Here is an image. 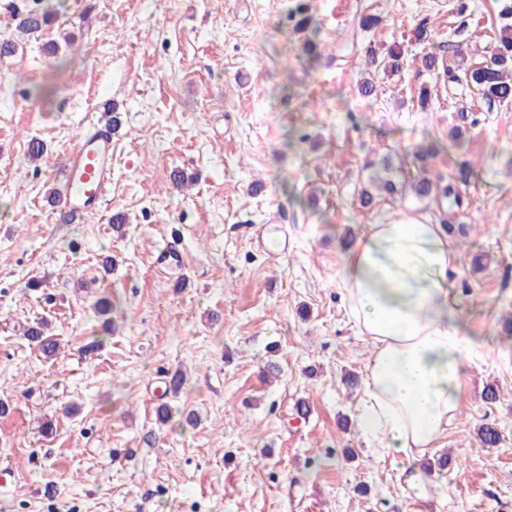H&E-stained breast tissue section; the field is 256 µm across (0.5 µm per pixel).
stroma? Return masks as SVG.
Segmentation results:
<instances>
[{
    "instance_id": "obj_1",
    "label": "stroma",
    "mask_w": 512,
    "mask_h": 512,
    "mask_svg": "<svg viewBox=\"0 0 512 512\" xmlns=\"http://www.w3.org/2000/svg\"><path fill=\"white\" fill-rule=\"evenodd\" d=\"M45 3L55 24L0 59V512H512V105L428 83L412 38L426 22L446 66L482 63L497 0H312L314 56L292 0ZM369 14L379 23L365 31ZM394 44L402 74L349 110L366 49ZM109 104L122 124L108 201L60 223L64 158ZM34 138L48 149L36 164ZM431 144L432 177L473 172L456 186L464 231L448 236L473 350L441 442L450 464L421 499L361 433L362 388L345 378L363 377L370 346L346 314L342 268L366 225L440 223L441 203L409 193L369 212L358 202L367 161ZM174 170L193 183L176 188ZM40 320L54 356L23 336ZM485 423L500 447L480 443Z\"/></svg>"
}]
</instances>
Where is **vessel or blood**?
<instances>
[{
  "label": "vessel or blood",
  "instance_id": "b4317fda",
  "mask_svg": "<svg viewBox=\"0 0 512 512\" xmlns=\"http://www.w3.org/2000/svg\"><path fill=\"white\" fill-rule=\"evenodd\" d=\"M64 189L58 211L78 218L98 211L112 183V140L98 130H87L64 161Z\"/></svg>",
  "mask_w": 512,
  "mask_h": 512
}]
</instances>
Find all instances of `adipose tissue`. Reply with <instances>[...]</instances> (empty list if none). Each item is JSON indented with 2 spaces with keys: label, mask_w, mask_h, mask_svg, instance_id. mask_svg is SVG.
Returning a JSON list of instances; mask_svg holds the SVG:
<instances>
[{
  "label": "adipose tissue",
  "mask_w": 512,
  "mask_h": 512,
  "mask_svg": "<svg viewBox=\"0 0 512 512\" xmlns=\"http://www.w3.org/2000/svg\"><path fill=\"white\" fill-rule=\"evenodd\" d=\"M453 263L441 225L394 220L367 225L342 273L348 315L371 344L356 405L362 432L380 455L411 464L404 489L417 496L425 490L420 461L465 402Z\"/></svg>",
  "instance_id": "obj_1"
}]
</instances>
